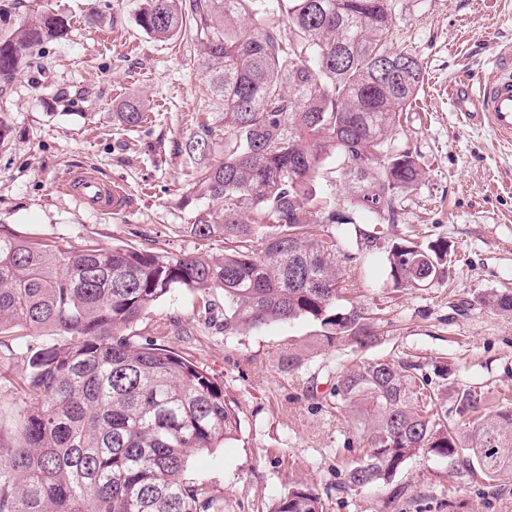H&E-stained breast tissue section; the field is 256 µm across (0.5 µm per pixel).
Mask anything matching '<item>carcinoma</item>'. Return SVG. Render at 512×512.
<instances>
[{"label": "carcinoma", "instance_id": "obj_1", "mask_svg": "<svg viewBox=\"0 0 512 512\" xmlns=\"http://www.w3.org/2000/svg\"><path fill=\"white\" fill-rule=\"evenodd\" d=\"M256 0H139L137 24L169 40L190 34L219 104L185 141L195 161L186 194L216 206L178 233L224 239V255L173 254L126 244L59 248L0 225V334L47 330L65 340L26 348L28 378L8 431L0 429V512H224L187 478L192 453L236 438L240 421L224 386L158 341L128 330L173 288L224 290V331L310 316L319 342L366 351L381 336L365 308L336 305L347 289L338 257L387 263L392 287L427 288L448 272V243L397 231V199L424 176L419 156L395 145L425 81L420 60L387 47L390 0H279L288 29L247 20ZM69 22L50 12L0 31V79L29 67L34 50ZM410 63L389 77L381 60ZM146 104L119 107L124 124ZM333 149L342 209L325 201L323 160ZM372 212L382 222L361 224ZM512 312V289L481 296ZM448 365L428 374L412 358L336 367L329 394L355 422L362 450L344 487L390 481L423 453L461 465L476 483L512 472V402L460 389L448 426L439 404ZM270 512H326L317 489L293 487Z\"/></svg>", "mask_w": 512, "mask_h": 512}]
</instances>
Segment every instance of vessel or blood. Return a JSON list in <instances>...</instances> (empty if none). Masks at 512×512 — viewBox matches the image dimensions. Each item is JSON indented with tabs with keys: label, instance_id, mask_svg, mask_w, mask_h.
Returning <instances> with one entry per match:
<instances>
[{
	"label": "vessel or blood",
	"instance_id": "b4317fda",
	"mask_svg": "<svg viewBox=\"0 0 512 512\" xmlns=\"http://www.w3.org/2000/svg\"><path fill=\"white\" fill-rule=\"evenodd\" d=\"M457 111L465 116L480 115L497 133L512 138V49L501 50L488 73L461 76L453 87ZM74 197L103 214L123 211L128 203L122 188L101 181L90 173L74 177Z\"/></svg>",
	"mask_w": 512,
	"mask_h": 512
}]
</instances>
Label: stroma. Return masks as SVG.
<instances>
[{
	"mask_svg": "<svg viewBox=\"0 0 512 512\" xmlns=\"http://www.w3.org/2000/svg\"><path fill=\"white\" fill-rule=\"evenodd\" d=\"M393 49L426 71L417 104L395 132L419 156L425 176L400 195V230L453 251L447 282L398 291L382 257L345 269L342 305L375 316L381 341L365 352L315 343L317 321L302 317L228 334L224 292L175 288L131 328L136 342L161 338L206 370L236 402V440L195 453L187 475L224 500V512H267L295 486L316 487L327 512H512V473L469 482L462 467L421 454L390 484L372 490L339 485L360 456L347 447L351 425L331 406L327 376L337 363L414 357L448 364L456 384L512 397V314L484 306L482 294L512 288V141L488 122L462 120L453 107L458 76L490 70L512 46V0H392ZM138 0H19L10 22L44 11L70 19L68 34L43 43L33 64L0 87V118L10 128L0 147V224L51 244L81 248L151 244L173 252L224 253V241H197L175 228L191 223L207 200L185 198L192 164L178 149L211 112L209 76L179 39L157 40L136 24ZM145 100L149 118L125 126L119 105ZM90 170L123 184L125 211L111 216L77 204L66 178ZM27 343L0 335V424H9L28 374ZM297 347L301 363L281 360ZM316 394H308L310 382ZM404 485L405 496H392Z\"/></svg>",
	"mask_w": 512,
	"mask_h": 512,
	"instance_id": "35a3bbf8",
	"label": "stroma"
}]
</instances>
